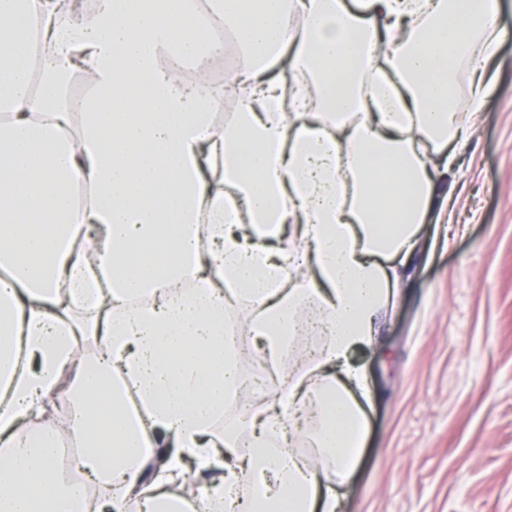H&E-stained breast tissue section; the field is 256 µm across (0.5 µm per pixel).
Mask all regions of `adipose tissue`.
Instances as JSON below:
<instances>
[{
	"mask_svg": "<svg viewBox=\"0 0 512 512\" xmlns=\"http://www.w3.org/2000/svg\"><path fill=\"white\" fill-rule=\"evenodd\" d=\"M502 16V0H0V512H336L369 395L350 355L446 212V151L494 89ZM215 21L251 61L224 83L240 100L224 128L215 88L175 71ZM308 301L320 355L217 429L244 358L225 308L251 306L274 362ZM307 405L313 463L269 447ZM65 437L97 499L56 468Z\"/></svg>",
	"mask_w": 512,
	"mask_h": 512,
	"instance_id": "adipose-tissue-1",
	"label": "adipose tissue"
}]
</instances>
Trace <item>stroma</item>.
Wrapping results in <instances>:
<instances>
[{"instance_id": "35a3bbf8", "label": "stroma", "mask_w": 512, "mask_h": 512, "mask_svg": "<svg viewBox=\"0 0 512 512\" xmlns=\"http://www.w3.org/2000/svg\"><path fill=\"white\" fill-rule=\"evenodd\" d=\"M448 171V218L402 271L370 351L339 512H512V37Z\"/></svg>"}]
</instances>
